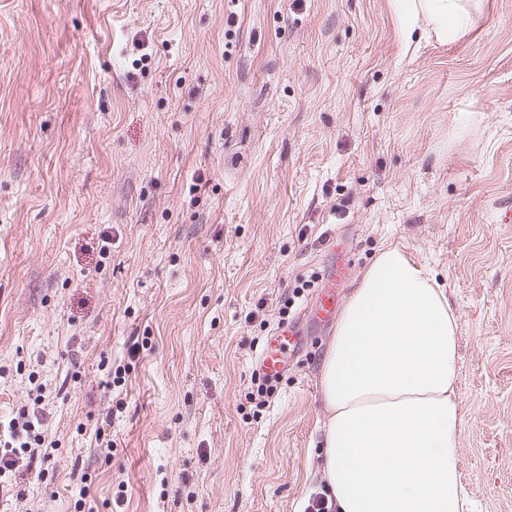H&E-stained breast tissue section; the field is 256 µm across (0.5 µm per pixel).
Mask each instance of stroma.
<instances>
[{
  "mask_svg": "<svg viewBox=\"0 0 512 512\" xmlns=\"http://www.w3.org/2000/svg\"><path fill=\"white\" fill-rule=\"evenodd\" d=\"M412 37L392 0H0V423L52 449L0 512H303L312 280L388 248L457 316L472 512H512V0ZM296 335L295 327L290 323L278 327L267 348L263 349L259 356V366L265 376L274 380L284 374L283 353L291 346Z\"/></svg>",
  "mask_w": 512,
  "mask_h": 512,
  "instance_id": "stroma-1",
  "label": "stroma"
}]
</instances>
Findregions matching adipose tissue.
<instances>
[{"mask_svg": "<svg viewBox=\"0 0 512 512\" xmlns=\"http://www.w3.org/2000/svg\"><path fill=\"white\" fill-rule=\"evenodd\" d=\"M406 32L448 43L484 0H396ZM457 317L444 288L397 249L348 296L320 372L323 479L336 512H469L459 472Z\"/></svg>", "mask_w": 512, "mask_h": 512, "instance_id": "1", "label": "adipose tissue"}]
</instances>
